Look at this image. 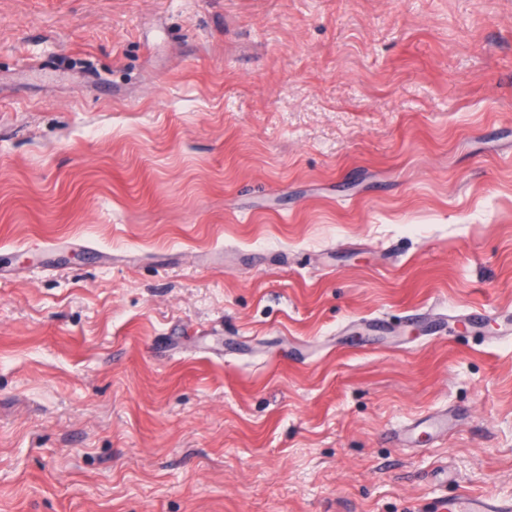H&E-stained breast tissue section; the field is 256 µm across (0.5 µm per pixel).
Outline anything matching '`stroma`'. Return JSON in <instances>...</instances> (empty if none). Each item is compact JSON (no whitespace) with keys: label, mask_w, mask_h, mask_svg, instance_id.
I'll return each mask as SVG.
<instances>
[{"label":"stroma","mask_w":512,"mask_h":512,"mask_svg":"<svg viewBox=\"0 0 512 512\" xmlns=\"http://www.w3.org/2000/svg\"><path fill=\"white\" fill-rule=\"evenodd\" d=\"M1 267L0 512L512 498V0H0ZM453 416V412L445 409L429 412L424 417L412 419L404 424L393 434V438L399 443H409L413 439L414 430L422 424H429L436 433L447 432L453 424Z\"/></svg>","instance_id":"35a3bbf8"}]
</instances>
